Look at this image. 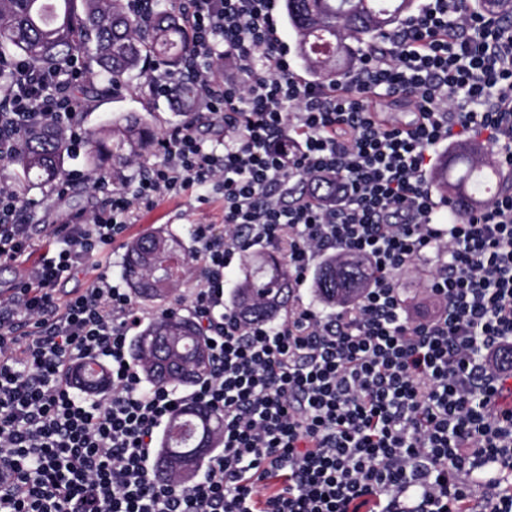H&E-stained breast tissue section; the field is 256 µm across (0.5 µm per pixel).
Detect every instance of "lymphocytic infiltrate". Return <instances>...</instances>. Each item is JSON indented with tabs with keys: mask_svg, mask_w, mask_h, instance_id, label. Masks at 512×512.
<instances>
[{
	"mask_svg": "<svg viewBox=\"0 0 512 512\" xmlns=\"http://www.w3.org/2000/svg\"><path fill=\"white\" fill-rule=\"evenodd\" d=\"M276 0H167L194 50L177 71H152L151 93L184 121L93 212L65 215L53 248L0 299V512H512V194L437 219L424 186L430 151L481 137L512 169V24L474 0H423L345 78L309 80L278 35ZM234 61L233 72L220 62ZM0 85V162L37 127L75 120L81 57L66 78L15 58ZM192 84L190 102L179 89ZM415 98L404 125L376 100ZM222 138L206 144L202 126ZM336 178L330 209L286 202L301 179ZM224 197V226L196 224L202 269L188 311L211 341L214 371L188 392L145 386L130 340L145 314L102 274L59 300L58 283L124 237L163 199ZM44 199L0 186V264L30 255ZM280 249L296 285L318 258L353 252L376 275L361 298L320 314L296 300L254 323L228 306L236 254ZM435 314L414 320L395 275L426 254ZM104 360L110 398L70 378ZM192 404L220 412V451L188 485L156 471L161 432Z\"/></svg>",
	"mask_w": 512,
	"mask_h": 512,
	"instance_id": "f902f5d3",
	"label": "lymphocytic infiltrate"
}]
</instances>
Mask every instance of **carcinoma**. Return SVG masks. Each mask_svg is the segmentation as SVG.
<instances>
[{"instance_id": "cac0c4a2", "label": "carcinoma", "mask_w": 512, "mask_h": 512, "mask_svg": "<svg viewBox=\"0 0 512 512\" xmlns=\"http://www.w3.org/2000/svg\"><path fill=\"white\" fill-rule=\"evenodd\" d=\"M417 0H284L283 11L306 72L320 80L346 75L362 46H377L386 30L398 25ZM193 51L188 33L166 6L145 16L125 0H0V59L22 57L65 77V63L79 54L96 65L91 80L77 86L86 101L96 84L117 94L138 80L141 96H150L146 64L155 60L170 69L181 67ZM156 134L153 118L111 120L89 138L88 160L94 174L117 172L146 156ZM68 149L61 129H36L23 136V151L13 161L15 180L29 189L42 188L65 174ZM433 182L461 210L478 206L500 174L469 145L448 146L441 154ZM334 179L323 176L309 187L318 203L330 201ZM193 264L190 241L165 227L154 228L129 242L122 275L134 297L158 302L177 291ZM372 277L365 260L346 253L332 255L314 276L315 292L327 306L354 301ZM292 283L283 256L261 253L245 259L232 304L248 319L281 317L291 300ZM210 354L207 338L190 318L151 319L131 343V354L143 370L146 385L188 387L208 376L211 365L199 366L196 351ZM76 386L89 393H112L106 367L81 361L73 367ZM222 418L206 408L186 406L171 417L155 448L157 465L187 484L213 452Z\"/></svg>"}]
</instances>
